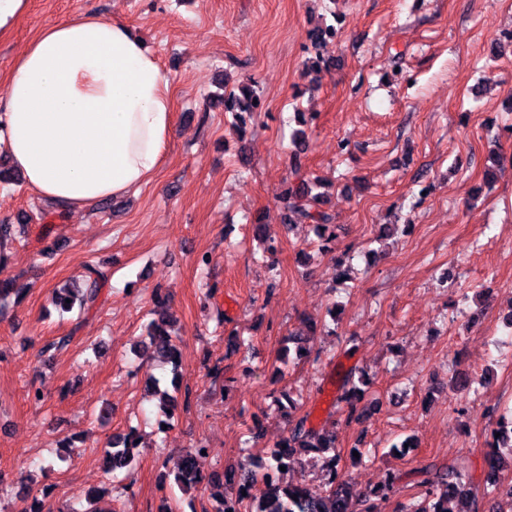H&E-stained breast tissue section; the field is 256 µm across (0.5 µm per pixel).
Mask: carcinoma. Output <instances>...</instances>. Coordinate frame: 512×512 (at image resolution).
Masks as SVG:
<instances>
[{
	"mask_svg": "<svg viewBox=\"0 0 512 512\" xmlns=\"http://www.w3.org/2000/svg\"><path fill=\"white\" fill-rule=\"evenodd\" d=\"M255 99L257 96L253 90L244 85L238 95L224 94V111L254 112L258 108L253 103ZM282 198L286 200L284 223H311L328 233L326 241H332L335 233L330 231L333 227L331 215L320 209V195L312 193V187L302 182L285 191ZM106 282L107 276L91 264L87 266L83 287L56 290L53 304L61 312H69L76 305L88 310L99 300ZM25 292V285L17 278L0 280V302L12 296L19 299ZM153 314L157 318L146 326L147 339L142 341L143 350L176 367L179 352L169 331L170 320L164 304L157 303ZM364 384L365 371L355 366L345 374L336 395V401L350 406L351 414L358 418L371 408L364 403ZM275 402L288 416V433L267 449L261 460L205 476L197 461L206 446L197 444L182 455L173 469L174 483L183 490L210 489L211 509L204 512H353L354 503L359 505V512H382L386 500L399 492L396 485L399 477L390 475L384 484L367 492L355 489L341 465L336 425L311 426L308 416L297 414L296 403L287 392L280 394ZM499 433L495 443L488 445L487 474L483 486L473 483L469 460L458 455L448 460L446 465L431 464L414 470L416 474L428 475L421 481L424 487L422 500L401 502L398 512H482L484 499L491 496L504 497L512 503V489L501 487L498 479L501 465L506 458H512V429L502 427ZM136 448L132 429L111 439L110 448L106 451V466L112 477L121 475L125 480H132ZM312 453L325 456L322 484L311 487L301 480H286L287 472L302 466L303 458ZM259 481L263 484V492L254 498L251 489ZM294 495L297 496L295 500L292 499Z\"/></svg>",
	"mask_w": 512,
	"mask_h": 512,
	"instance_id": "1",
	"label": "carcinoma"
}]
</instances>
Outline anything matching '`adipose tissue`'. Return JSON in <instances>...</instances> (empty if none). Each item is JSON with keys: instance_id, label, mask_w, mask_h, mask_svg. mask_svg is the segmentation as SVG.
I'll use <instances>...</instances> for the list:
<instances>
[{"instance_id": "obj_1", "label": "adipose tissue", "mask_w": 512, "mask_h": 512, "mask_svg": "<svg viewBox=\"0 0 512 512\" xmlns=\"http://www.w3.org/2000/svg\"><path fill=\"white\" fill-rule=\"evenodd\" d=\"M0 89L10 158L41 198L87 210L157 172L172 132L169 80L124 23L93 14L48 23Z\"/></svg>"}]
</instances>
